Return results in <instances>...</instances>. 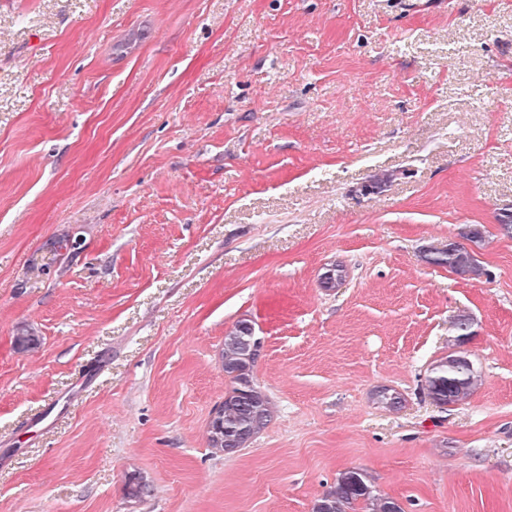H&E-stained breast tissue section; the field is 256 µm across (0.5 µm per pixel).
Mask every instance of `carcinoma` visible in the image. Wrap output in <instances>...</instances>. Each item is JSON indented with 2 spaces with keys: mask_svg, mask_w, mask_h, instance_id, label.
I'll use <instances>...</instances> for the list:
<instances>
[{
  "mask_svg": "<svg viewBox=\"0 0 512 512\" xmlns=\"http://www.w3.org/2000/svg\"><path fill=\"white\" fill-rule=\"evenodd\" d=\"M426 260L437 266L476 279L483 274L473 255L461 244L450 242L428 251ZM15 345L29 350L38 345L39 338L27 328H20L14 336ZM260 350L254 343V325L248 319L236 322L224 335L221 352L224 377L229 388L224 394V412L221 417L222 444L213 447L218 453L232 455L263 431L274 417V405L254 382V368ZM480 375L474 364L462 351H452L437 359L428 369L423 389L440 406H451L466 401L473 392ZM378 403L397 409L402 406V394L390 387L375 392ZM148 485L137 477H129L126 494L130 498L148 496ZM312 512H403L393 498L377 493L367 476L355 469L339 473L336 484L317 498Z\"/></svg>",
  "mask_w": 512,
  "mask_h": 512,
  "instance_id": "1",
  "label": "carcinoma"
}]
</instances>
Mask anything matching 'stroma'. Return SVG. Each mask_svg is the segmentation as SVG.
<instances>
[{
  "mask_svg": "<svg viewBox=\"0 0 512 512\" xmlns=\"http://www.w3.org/2000/svg\"><path fill=\"white\" fill-rule=\"evenodd\" d=\"M505 213L512 0H0V512H311L347 469L512 512ZM451 241L481 278L422 260ZM243 318L275 416L224 455ZM464 353L452 351L428 369L423 389L437 405L460 404L469 398L477 385L480 375Z\"/></svg>",
  "mask_w": 512,
  "mask_h": 512,
  "instance_id": "1",
  "label": "stroma"
}]
</instances>
